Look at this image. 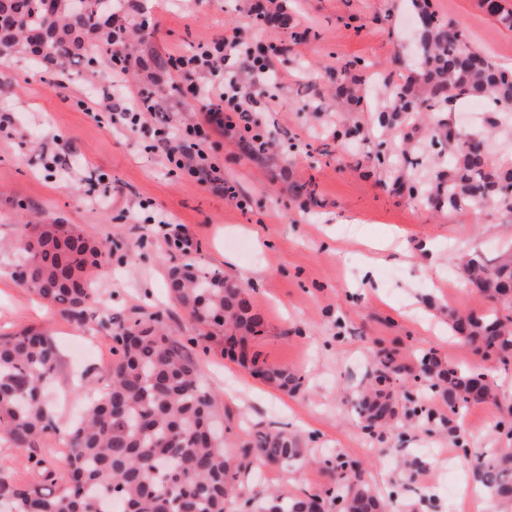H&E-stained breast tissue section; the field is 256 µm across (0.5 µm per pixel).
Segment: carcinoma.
<instances>
[{
    "instance_id": "obj_1",
    "label": "carcinoma",
    "mask_w": 512,
    "mask_h": 512,
    "mask_svg": "<svg viewBox=\"0 0 512 512\" xmlns=\"http://www.w3.org/2000/svg\"><path fill=\"white\" fill-rule=\"evenodd\" d=\"M48 13L45 0H0V47L28 52L41 63L81 56V35L96 39L88 61L113 59L112 24L104 19L107 0H81L73 15L71 0H57ZM424 18L417 43L415 69L401 77L378 124L395 130L403 143L424 142L432 149L436 176L417 177L420 154L405 148L394 156L379 153L369 159L376 170L396 166V192L408 188L435 211L458 212L490 208L512 213V163L496 162L480 133L461 132L444 112L466 98H481L492 108L487 132L498 119L512 115V71L497 66L471 45L455 25L438 18L430 0H413ZM487 11L512 30V11L499 0H483ZM360 60L336 61L331 78L336 98L364 110L370 84ZM141 99L155 110L163 91L153 82L140 89ZM241 152L252 159L273 161L269 145L249 134L238 137ZM291 195L303 203L316 201L312 183H295ZM18 239L21 259L14 270L17 283L60 308L80 325L96 304L93 272L112 255L87 239L72 224H34ZM172 266L168 288L172 299L200 326L196 336H170L158 316L120 323L112 333V368L105 392L90 394L79 421L64 434L69 474L53 493L20 486L0 476V512H237L242 478L257 460L291 463L302 449L288 431L259 430L235 455L224 452V434L215 428V396L200 379L196 349L207 351L217 338L224 355L238 360L251 374L288 387L290 376L247 359L248 339L261 332L252 313L249 289L204 269L188 254ZM466 283L487 298L491 309L482 317L451 315L450 332L504 366L512 364V248L490 266L475 257L463 260ZM375 383L357 402L365 428H389L397 419V402L386 384L400 375V365L386 353L379 357ZM59 355L44 328H23L0 335V440L29 451L34 467L49 470L42 443L59 433L55 415L42 398L55 382ZM414 381L437 390L451 411L472 403H493L500 394L481 373L443 363L431 354L418 362ZM477 479L488 494L512 500V448L477 463ZM317 494L285 498L265 496L257 512H311ZM339 512H390L389 503L358 476L336 496Z\"/></svg>"
}]
</instances>
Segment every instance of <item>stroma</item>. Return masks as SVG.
Masks as SVG:
<instances>
[{"label":"stroma","mask_w":512,"mask_h":512,"mask_svg":"<svg viewBox=\"0 0 512 512\" xmlns=\"http://www.w3.org/2000/svg\"><path fill=\"white\" fill-rule=\"evenodd\" d=\"M257 0H126L128 26L149 21L141 61L127 85L141 80L175 82L155 58L240 27L250 42L286 46L268 87L278 106L258 118L275 143L264 164L244 155L237 133L209 131L203 147L219 183L198 182L171 171L152 151V115L134 133L97 121L90 111L112 79L97 61L84 68L59 66L51 79L30 55L0 53V111L16 122L0 131V332L47 327L60 351L50 405L68 428L83 402L84 388H104L112 366V337L99 318L107 312L131 321L162 309L172 336L197 335L190 314L167 289L180 254L147 212L181 225L189 252L204 267L222 269L249 288L263 333L250 340L260 363L287 370L288 390L253 376L224 358L222 342L199 357L205 386L218 394L224 449L237 452L253 432L286 425L310 462L262 463L244 490L261 495L324 494L335 471L322 460L340 456L342 473L362 472L395 512H458L477 482V460L494 456L506 440L499 421L512 419V366L484 357L448 330V315H483L491 307L470 291L457 268L459 245L472 255L495 258L512 245V213L493 209L436 212L418 198L390 189L392 173H369L368 158L399 145L396 132L380 128L378 112L399 76L414 65L418 21L410 0H287V25L253 26ZM438 17L458 23L473 46L512 70V30L483 8L482 0H431ZM364 61L374 78L365 112L317 97L328 87L337 59ZM358 122L362 136L337 144L340 120ZM332 157L321 156V148ZM314 182L317 202L298 208L291 183ZM73 224L113 244L108 266L94 273L97 313L76 326L16 282L18 256L11 244L28 231L26 221ZM407 362L431 352L446 363L478 369L496 382V404H473L451 412L441 395L403 398L412 384L398 376L390 388L399 414L414 404L438 411V420L412 427L368 430L353 407L372 377L380 354Z\"/></svg>","instance_id":"stroma-1"}]
</instances>
